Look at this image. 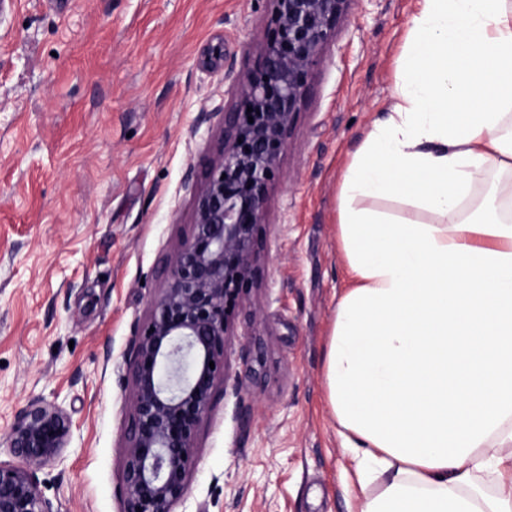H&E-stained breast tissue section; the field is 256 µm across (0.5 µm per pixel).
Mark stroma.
<instances>
[{"instance_id":"stroma-1","label":"stroma","mask_w":512,"mask_h":512,"mask_svg":"<svg viewBox=\"0 0 512 512\" xmlns=\"http://www.w3.org/2000/svg\"><path fill=\"white\" fill-rule=\"evenodd\" d=\"M419 0H355L298 107L265 215L262 288L239 312L189 490L174 512H345L354 473L326 402L325 345L352 284L341 181L394 102ZM265 0H0V458L29 400L72 420L37 472L59 512H122L129 350L191 230L184 187L267 40ZM224 60L203 62L209 47ZM263 350L244 363L252 335ZM252 408L248 425L237 404Z\"/></svg>"}]
</instances>
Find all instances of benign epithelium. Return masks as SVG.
Listing matches in <instances>:
<instances>
[{
  "label": "benign epithelium",
  "mask_w": 512,
  "mask_h": 512,
  "mask_svg": "<svg viewBox=\"0 0 512 512\" xmlns=\"http://www.w3.org/2000/svg\"><path fill=\"white\" fill-rule=\"evenodd\" d=\"M264 2L269 37L221 113L217 149L202 181L190 185L191 232L159 260L161 287L132 347L122 512H174L217 384L236 395L243 389L226 370L225 351L233 314L261 280L268 189L282 178L280 159L310 75L355 0ZM71 437L59 405L28 402L7 436L12 459L0 460V512H56L36 472L63 461Z\"/></svg>",
  "instance_id": "obj_1"
}]
</instances>
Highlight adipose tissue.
<instances>
[{"label":"adipose tissue","instance_id":"1","mask_svg":"<svg viewBox=\"0 0 512 512\" xmlns=\"http://www.w3.org/2000/svg\"><path fill=\"white\" fill-rule=\"evenodd\" d=\"M339 194L323 376L347 512H512V0H422L397 83ZM391 199L426 211L402 222Z\"/></svg>","mask_w":512,"mask_h":512}]
</instances>
